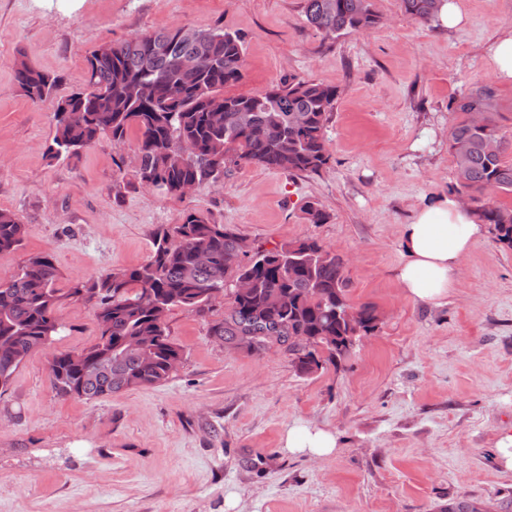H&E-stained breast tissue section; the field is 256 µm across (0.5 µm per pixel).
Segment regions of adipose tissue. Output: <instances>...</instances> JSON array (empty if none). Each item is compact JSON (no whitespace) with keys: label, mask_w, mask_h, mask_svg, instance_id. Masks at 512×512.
Masks as SVG:
<instances>
[{"label":"adipose tissue","mask_w":512,"mask_h":512,"mask_svg":"<svg viewBox=\"0 0 512 512\" xmlns=\"http://www.w3.org/2000/svg\"><path fill=\"white\" fill-rule=\"evenodd\" d=\"M486 233V225L454 194L426 198L401 229L405 260L396 278L404 296L415 303L445 304L460 282L462 259ZM336 446L332 433L307 428L289 430L284 444L288 452L314 457L331 454Z\"/></svg>","instance_id":"1"}]
</instances>
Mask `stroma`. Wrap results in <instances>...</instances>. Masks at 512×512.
Instances as JSON below:
<instances>
[{"mask_svg":"<svg viewBox=\"0 0 512 512\" xmlns=\"http://www.w3.org/2000/svg\"><path fill=\"white\" fill-rule=\"evenodd\" d=\"M458 3V29L374 0L382 24L327 38L308 24L304 0H0V208L26 227L21 247L0 254L1 283L38 253L54 256L62 288L140 265L157 227L199 211L256 247L320 241L347 261L351 304H372L380 318L339 366L302 376L280 346L255 355L210 336L226 298L203 318L176 309L168 325L183 349L179 371L86 401L61 397L48 379L53 353L98 334L91 306L67 304L62 335L0 393V512H446L461 496L504 512L512 250L478 240L439 307L408 300L396 280L402 224L455 180L449 100L493 85L512 137V86L495 81L485 58L512 29V0ZM165 25L241 35L234 93L291 75L338 87L329 164L294 175L244 166L177 198L119 173L134 131L50 159L53 107L16 86L19 52L36 69L65 72L64 96L82 86L91 50ZM308 201L326 223L305 220ZM300 425L334 432V452L289 453L284 438Z\"/></svg>","mask_w":512,"mask_h":512,"instance_id":"35a3bbf8","label":"stroma"}]
</instances>
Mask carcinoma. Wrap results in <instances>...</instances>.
<instances>
[{"label": "carcinoma", "instance_id": "1", "mask_svg": "<svg viewBox=\"0 0 512 512\" xmlns=\"http://www.w3.org/2000/svg\"><path fill=\"white\" fill-rule=\"evenodd\" d=\"M307 22L325 37L347 30L371 29L382 22L373 0H304ZM442 0H401L403 15L429 24ZM202 38L184 41L167 26L119 43H109L85 57L83 86L52 99L64 81L61 73H46L21 59L14 64L15 82L32 104L53 101L54 129L47 152L67 158L103 137L116 143L137 129L136 150L142 157L133 171L135 182L166 195L183 196L182 186L202 187L234 167L253 165L284 173H318L331 159L326 137L335 110L338 88L293 76L261 92L227 96L224 89L243 79L244 40L217 26L200 31ZM196 57L200 66L181 67ZM140 80L161 89L173 82L184 99L169 104L158 98L150 105L133 101L129 84ZM227 104L222 124L210 121L213 101ZM78 108L71 116L62 108ZM453 123L448 150L455 161L456 182L451 190L467 195L478 221L488 226L492 241L512 249V209L492 201L497 192L512 193V161L505 154L512 140L501 132L498 104L489 85L476 87L448 104ZM472 112L486 122L475 126ZM495 144L496 149L489 148ZM306 220L323 224L328 214L309 201ZM26 228L11 211L0 210V253L17 250ZM239 236L201 212L186 214L179 224L158 228L150 259L139 266L114 270L69 288L57 287L60 272L49 253L30 256L8 283H0V390L11 386L22 363L52 342L63 323L68 302L95 308L96 341L79 353L58 352L49 359V381L65 397L95 400L118 391L148 389L167 382L172 362L183 351L171 337L167 321L158 322L152 310L181 308L203 315L218 296L229 304L224 319L211 324L209 335L226 344L260 354L272 345L285 347L298 374L312 367L336 365L360 337L372 333L379 316L375 306L357 308L358 323L344 317L350 307L348 278L340 255L315 239H298L272 249L256 248L240 256ZM249 277L255 286L246 294L226 289L230 276ZM142 337L154 363L144 367L126 350V340ZM306 336L307 348L289 343ZM112 354V376L94 373L96 355ZM448 512H486L484 502L459 497Z\"/></svg>", "mask_w": 512, "mask_h": 512}]
</instances>
